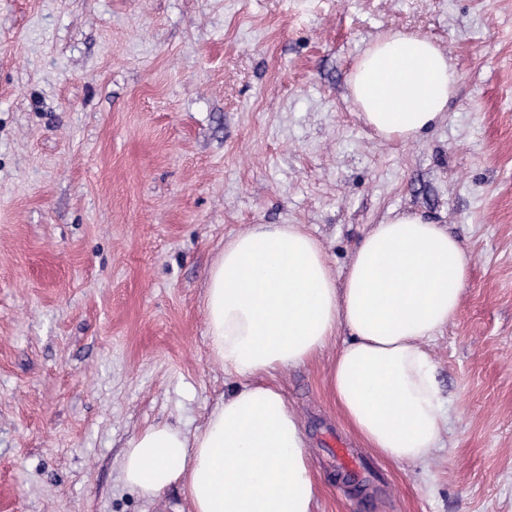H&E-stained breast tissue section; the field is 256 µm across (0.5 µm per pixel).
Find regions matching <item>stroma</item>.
<instances>
[{"instance_id":"1","label":"stroma","mask_w":512,"mask_h":512,"mask_svg":"<svg viewBox=\"0 0 512 512\" xmlns=\"http://www.w3.org/2000/svg\"><path fill=\"white\" fill-rule=\"evenodd\" d=\"M458 73L422 140L379 139L348 75L383 33ZM415 212L465 246L457 318L430 344L448 399L426 463L366 448L328 383L278 371L314 512H512V0H0V512H187L120 477L146 426L195 429L226 390L204 288L225 240L301 224L335 274ZM350 438L347 482L327 438Z\"/></svg>"}]
</instances>
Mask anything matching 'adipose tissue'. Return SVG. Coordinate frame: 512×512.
Masks as SVG:
<instances>
[{
  "mask_svg": "<svg viewBox=\"0 0 512 512\" xmlns=\"http://www.w3.org/2000/svg\"><path fill=\"white\" fill-rule=\"evenodd\" d=\"M457 81L440 45L400 31L371 41L348 78L364 123L403 145L445 119ZM468 274L460 240L415 213L373 225L340 276L301 225L238 233L204 293L211 354L235 384L195 431L158 423L133 436L122 481L147 498L182 484L190 512H313L301 422L265 378L336 340L329 386L350 427L389 460L425 462L448 426L426 344L457 317Z\"/></svg>",
  "mask_w": 512,
  "mask_h": 512,
  "instance_id": "1",
  "label": "adipose tissue"
}]
</instances>
